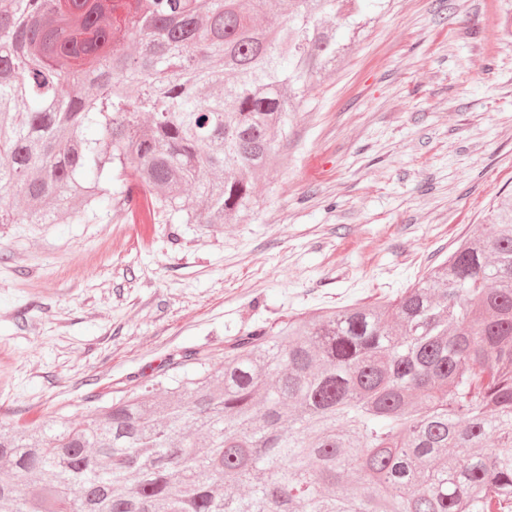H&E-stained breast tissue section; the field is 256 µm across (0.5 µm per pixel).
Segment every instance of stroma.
<instances>
[{"label": "stroma", "instance_id": "obj_1", "mask_svg": "<svg viewBox=\"0 0 512 512\" xmlns=\"http://www.w3.org/2000/svg\"><path fill=\"white\" fill-rule=\"evenodd\" d=\"M504 0H390L304 94L251 211L212 235L0 226V421L92 415L184 350L212 368L248 328L395 297L512 195Z\"/></svg>", "mask_w": 512, "mask_h": 512}]
</instances>
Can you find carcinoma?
<instances>
[{
  "instance_id": "obj_1",
  "label": "carcinoma",
  "mask_w": 512,
  "mask_h": 512,
  "mask_svg": "<svg viewBox=\"0 0 512 512\" xmlns=\"http://www.w3.org/2000/svg\"><path fill=\"white\" fill-rule=\"evenodd\" d=\"M360 2L0 0V224L142 198L220 231ZM180 363L91 421L0 425V512H512V199L391 300Z\"/></svg>"
}]
</instances>
